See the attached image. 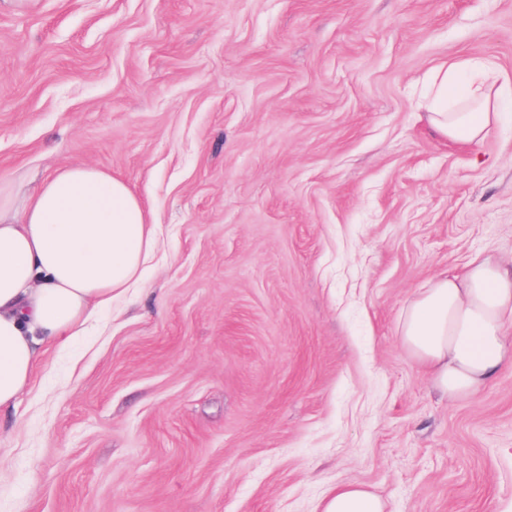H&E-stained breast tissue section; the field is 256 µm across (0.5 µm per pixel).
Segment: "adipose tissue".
<instances>
[{"label": "adipose tissue", "mask_w": 512, "mask_h": 512, "mask_svg": "<svg viewBox=\"0 0 512 512\" xmlns=\"http://www.w3.org/2000/svg\"><path fill=\"white\" fill-rule=\"evenodd\" d=\"M481 63L440 67L422 121L459 145L481 141L502 115ZM158 244L155 218L123 180L74 163L23 189L0 177V408L30 384L44 346L84 335L115 294L136 287ZM398 341L434 390L459 399L512 366V266L476 254L407 302ZM321 512H390L363 485L330 488Z\"/></svg>", "instance_id": "adipose-tissue-1"}]
</instances>
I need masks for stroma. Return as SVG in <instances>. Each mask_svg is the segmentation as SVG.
<instances>
[{
  "mask_svg": "<svg viewBox=\"0 0 512 512\" xmlns=\"http://www.w3.org/2000/svg\"><path fill=\"white\" fill-rule=\"evenodd\" d=\"M512 81V0H39L0 10V174L85 162L150 206L139 288L0 411V512H512V368L448 400L397 322L512 263V93L459 146L428 76ZM320 512H390L388 503L363 485L342 484L330 488Z\"/></svg>",
  "mask_w": 512,
  "mask_h": 512,
  "instance_id": "35a3bbf8",
  "label": "stroma"
}]
</instances>
